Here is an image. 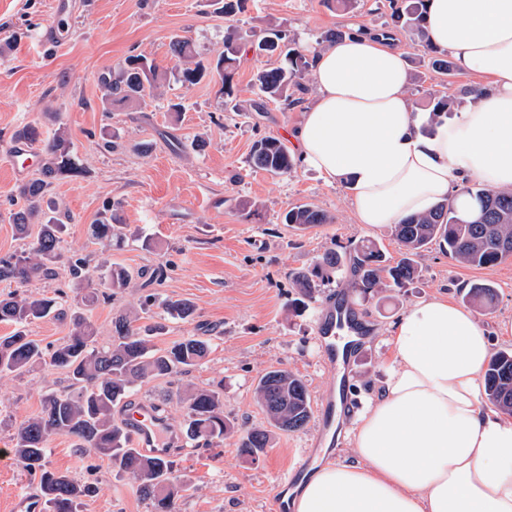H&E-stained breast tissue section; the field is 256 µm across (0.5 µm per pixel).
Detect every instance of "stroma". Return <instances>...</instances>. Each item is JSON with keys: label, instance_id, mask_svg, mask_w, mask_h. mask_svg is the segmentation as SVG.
<instances>
[{"label": "stroma", "instance_id": "35a3bbf8", "mask_svg": "<svg viewBox=\"0 0 512 512\" xmlns=\"http://www.w3.org/2000/svg\"><path fill=\"white\" fill-rule=\"evenodd\" d=\"M57 1L0 0V44H12L0 57V256L29 246L8 219L22 187L10 173L15 133L28 124L37 126L44 140L64 132L86 172L49 187V197L70 216L62 262L82 257L94 267L108 259L134 273L162 268L164 278L152 288L156 298L144 319L164 326L155 346L187 336L211 345L208 357L187 373L145 381L132 392L133 400L158 404L168 427L181 434L180 392L218 390L224 415L235 427L223 442L208 446L190 439L173 452L176 473L188 487L176 512H274V477L314 442L318 422L310 420L295 433L274 432L268 448L253 460L239 455L237 432L266 424L255 388L267 369L300 376L314 401L329 386L332 373L320 358L317 316L332 295H349L367 324L365 341L345 367L348 399L357 413L390 365L385 342L390 325L419 301L444 297L460 304L472 284H492L494 302L476 313L493 335V351L512 350V339L495 333L500 321L512 320V259L477 268L433 245L418 257L419 276L405 287L366 297L350 290L352 274L346 268L319 288L308 306H296L293 273L313 267L325 250L369 239L389 261L402 256L392 227L356 222L343 186L326 184L301 165L282 176L251 168V148L260 137L292 145L314 93L295 104L263 101L253 76L270 60L246 52L232 73L233 96L224 95L217 76L191 87L173 80L164 96L103 111L101 74L136 54L175 67L169 42L182 32L192 37L201 57H212L224 48V15L213 0H65L61 13ZM390 12L389 0H352L345 8L334 0H246L233 22L242 42L278 26L310 52L328 31L380 30ZM395 35L406 53L409 96L415 110H422L441 78L426 71L423 51L405 31ZM171 99L183 101L184 112H169ZM108 131L116 145L106 151L101 143ZM305 203L324 210L330 223L306 230L283 224L286 210ZM107 208L118 231L101 242L90 227ZM88 289L63 275L33 282L30 292L60 294L66 303L63 314L28 325L30 338L45 348L58 344L69 333L71 314L81 311L96 330L98 346L108 345L113 318L138 306L144 293L134 282L109 302L92 304L86 300ZM170 299L190 300L196 307L193 318L167 314ZM68 386L65 372L45 365L0 378V450L5 453L0 512H14L16 496L37 493L34 478L8 453L19 422L40 412L44 394ZM46 464L93 484L95 492L83 499L79 512H153L131 477L108 460L80 454L66 437L49 441Z\"/></svg>", "mask_w": 512, "mask_h": 512}]
</instances>
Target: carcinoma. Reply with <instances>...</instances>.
Segmentation results:
<instances>
[{
  "mask_svg": "<svg viewBox=\"0 0 512 512\" xmlns=\"http://www.w3.org/2000/svg\"><path fill=\"white\" fill-rule=\"evenodd\" d=\"M426 2L411 0L404 9L393 5L390 19L393 26L410 31L432 53L431 69L446 76L452 70V62L448 61V55L430 46L425 27ZM234 41L235 30H227L224 51L214 61L204 64L195 61L196 50L191 39L172 37L170 50L181 65L178 80L193 86L215 73L224 80V93L233 95L230 78L238 53ZM252 48L258 54H277L286 61L284 66L260 69L255 74L254 81L263 98L286 101L290 89H304L301 79L309 73L312 60L290 47L287 30L269 29ZM166 81L167 71L154 60L142 54L132 55L118 73L108 72L99 77L102 109L110 112L147 95H159ZM468 94L470 91L460 90L431 96L428 101L431 119L456 111ZM18 137L40 141L38 129L31 124L24 126ZM41 154L40 178L24 187L23 204L9 217L22 234L33 220H40L37 235L22 254L0 257V281L13 282L21 288L34 280L59 275L55 264L61 257L65 225L55 216V203L44 202L45 190L55 181L78 177L84 172L61 132L42 142ZM250 161L254 168L274 175H288L296 166L288 147L267 136L254 142ZM464 193L475 202L468 211H461L445 200L426 214L410 216L394 225L395 237L403 250V257L394 264L388 263L377 244L362 241L351 245V256L336 250L325 251L312 269L294 274L295 284L302 295L311 298L317 288L348 263L353 275L350 286L363 295L383 287L400 288L418 277L416 257L433 244L449 257L475 267L493 266L512 257V191L478 185L466 188ZM283 221L300 230L331 223L326 212L310 204L291 207ZM114 231L112 214L106 213L94 224L93 235L107 240ZM67 276L81 285L92 281L93 269L77 259L68 263ZM105 280L115 291L127 287L131 275L123 267L107 265ZM467 297L474 302H490L494 289L476 283L470 287ZM56 306V299L36 294L15 292L0 298V323L13 326L9 334L0 336V374L21 372L29 365L46 362L66 371L74 386L71 391L46 394L40 413L18 424L11 454L24 470L38 476L40 498L49 512H78L82 499L94 492L92 485L78 481L69 473L46 467L45 446L53 436L69 438L79 452L105 458L129 475L138 483L142 496L152 502L154 512H175L176 501L188 487L175 474L169 460L143 454L133 447L124 424L115 420L114 409L125 402L135 385L147 379L169 378L198 364L207 357L209 343L187 336L165 348H157L152 344V337L161 333L163 327L138 325L141 316L135 311L112 320L114 336L108 345L99 348L95 346L96 331L90 319L76 313L71 318L69 335L54 348L46 349L28 336L26 327L49 316ZM484 380L487 399L512 415V351H500L491 358ZM257 394L273 428L292 433L308 424L311 400L299 376L284 369L269 370L260 377ZM180 402L189 437L220 442L233 430V425L224 418L218 391L190 390L180 397ZM269 441L268 431L248 429L240 435L237 451L244 458H254Z\"/></svg>",
  "mask_w": 512,
  "mask_h": 512,
  "instance_id": "carcinoma-1",
  "label": "carcinoma"
}]
</instances>
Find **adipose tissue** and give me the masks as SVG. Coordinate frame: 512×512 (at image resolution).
<instances>
[{
    "mask_svg": "<svg viewBox=\"0 0 512 512\" xmlns=\"http://www.w3.org/2000/svg\"><path fill=\"white\" fill-rule=\"evenodd\" d=\"M427 29L484 79L429 133L392 40L355 34L314 55L318 95L296 148L307 169L348 190L357 223L391 226L463 201L465 178L512 190V0H429ZM386 341L392 361L350 430L349 459L313 470L293 512H512V416L481 403L492 342L474 312L423 300Z\"/></svg>",
    "mask_w": 512,
    "mask_h": 512,
    "instance_id": "ef3b65f1",
    "label": "adipose tissue"
}]
</instances>
